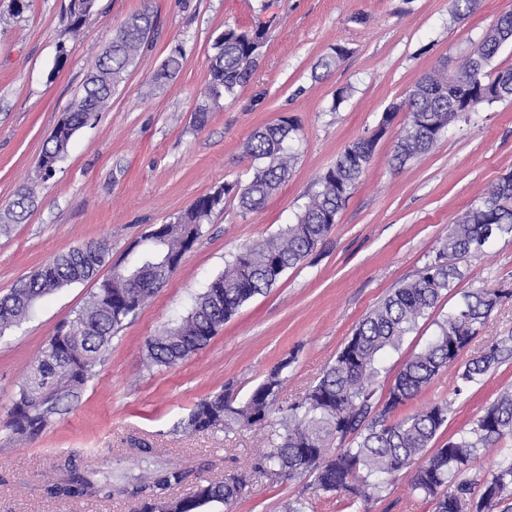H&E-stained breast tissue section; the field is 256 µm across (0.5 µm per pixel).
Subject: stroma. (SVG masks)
I'll return each instance as SVG.
<instances>
[{
  "instance_id": "stroma-1",
  "label": "stroma",
  "mask_w": 512,
  "mask_h": 512,
  "mask_svg": "<svg viewBox=\"0 0 512 512\" xmlns=\"http://www.w3.org/2000/svg\"><path fill=\"white\" fill-rule=\"evenodd\" d=\"M68 4L27 0L15 17L12 0H0V211L34 177L47 139L81 96L113 30L144 8L156 27L110 108L74 136L54 177L36 187L25 221L0 233V295L55 254L92 242L110 249L97 278L39 300L0 337V512H134L136 501L118 494L53 497L50 488L69 461L114 484L158 465L192 467L208 479L242 470L264 450L262 431L183 434L177 424L200 399L223 389L243 402L287 357L292 364L277 406L301 401L358 322L393 288L416 278L449 224L512 172L510 99L455 121L430 152L400 169L390 163L404 123L396 116L315 251L245 303L192 357L170 368L149 366L146 342L188 315L230 255L293 223L345 146L377 129L386 109L425 75L457 74L497 18L512 12V0H477L464 16L454 0H96L74 37L66 33ZM259 25L268 39L250 83L211 101L206 88L216 38L228 26ZM61 43L68 49L62 65ZM175 47L183 52L182 69L156 85L152 75ZM339 47L343 59L322 69ZM201 106L209 112L199 128L194 113ZM282 119L298 127L288 182L255 212H243L236 196L226 195L168 282L125 321L96 377L67 411L35 438L13 435L5 426L8 413L57 324L84 305L112 266L124 263L135 241L175 222L197 197L245 185L255 166L245 153L248 139ZM466 267L457 287L385 357L384 376L394 377L468 293H508L470 354L492 338L512 336V236L491 238ZM456 385L455 369H446L405 408L411 414L452 400L440 445L512 390V358L463 395H455ZM133 437L150 439L157 455L129 453ZM410 478L402 471L387 496L356 512H432L410 495ZM299 496L307 512H349L343 498L317 491L308 476L256 477L231 508L213 504L202 512H283Z\"/></svg>"
}]
</instances>
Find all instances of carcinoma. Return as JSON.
<instances>
[{
	"label": "carcinoma",
	"instance_id": "1",
	"mask_svg": "<svg viewBox=\"0 0 512 512\" xmlns=\"http://www.w3.org/2000/svg\"><path fill=\"white\" fill-rule=\"evenodd\" d=\"M91 10L70 0L67 32H80ZM153 14L145 8L130 15L114 31L111 44L99 56L95 71L87 79L84 94L62 114L59 135L49 141L43 154L59 163L76 133L103 111L126 79L128 69L145 44L143 32L153 27ZM512 41V12L497 19V26L462 62L458 76L463 82L483 81L495 85L486 103L512 98V68L489 70L500 47ZM266 44V33L227 27L214 44L210 57L208 92L211 98L232 95L246 85L258 64V51ZM484 60L481 71L474 58ZM183 63L181 48L171 50L153 81L165 84L175 77ZM461 86L430 74L407 90L403 101L384 113L383 129H388L397 113H407V122L397 136L391 163L396 168L429 152L458 114L448 111L449 95ZM298 127L286 120L255 131L246 153L255 161L252 179L236 191L240 206L247 211L263 207L291 172L294 156L288 141ZM377 140L360 138L337 157L335 164L318 179L316 191L297 216L271 238L243 246L227 262L224 272L211 280L196 297L187 317L146 344V357L153 366L171 367L206 346L224 321L239 308L272 288L274 265L287 270L303 262L332 228L327 218L336 217L357 188L369 167ZM230 186L198 197L181 215L168 224L162 238L148 234L140 248L128 254L121 270L111 268L87 304L58 325L30 375L19 390L9 413L7 427L19 437H34L51 423L61 406L96 375L101 354L122 328L161 286L159 268L175 271L183 256L199 238L213 211L223 204ZM35 198L34 189L23 187L2 222H21ZM512 177L500 179L487 193L475 199L465 213L438 241L433 255L417 278L395 288L359 322L353 336L336 356L304 399L288 409L271 425L270 450L254 458L251 465L222 479H203L189 496L176 490L187 481L191 468L159 467L141 478L114 486L95 478L91 470L81 474L67 464V474L50 489L59 498H109L125 494L137 501L138 512H201L210 503L230 506L249 486L252 478L287 479L311 475L318 489L343 495L349 503L379 499L396 475L415 459L426 457L410 481V491L434 505L433 512H495L497 505L512 496V453L501 454L474 496L475 479L470 477L481 452L490 451L512 437V391L499 394L494 403L473 423L433 448L440 430L448 424L451 402L444 400L424 411L400 416L401 407L413 400L444 368L458 365L461 395L504 358L512 355V336L494 338L476 355L460 358L498 306L503 294H467L462 303L441 321L432 340L402 363L387 385L384 396L376 397L380 377L379 360L397 348L419 318L434 309L440 298L456 288L464 278L462 262L482 252L490 238L512 234ZM107 259L88 260L79 248L60 253L19 279L10 292L0 297V336L25 318L34 304L55 290L96 277ZM141 272L138 288H128L127 273ZM291 361H281L248 398L235 407L231 395L218 393L199 400L184 432L231 430L235 426H267L283 372ZM53 398L36 404L46 390ZM338 442L339 448L330 445Z\"/></svg>",
	"mask_w": 512,
	"mask_h": 512
}]
</instances>
